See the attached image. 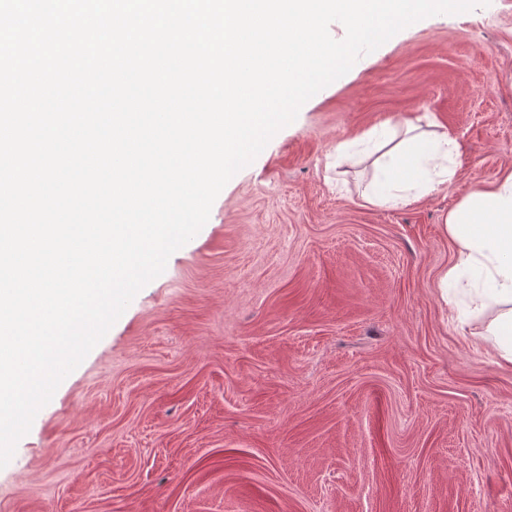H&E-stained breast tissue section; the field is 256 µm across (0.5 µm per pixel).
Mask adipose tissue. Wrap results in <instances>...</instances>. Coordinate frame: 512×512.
<instances>
[{
  "label": "adipose tissue",
  "mask_w": 512,
  "mask_h": 512,
  "mask_svg": "<svg viewBox=\"0 0 512 512\" xmlns=\"http://www.w3.org/2000/svg\"><path fill=\"white\" fill-rule=\"evenodd\" d=\"M455 149L448 134L433 143L415 135L403 151L392 154L390 167L399 179L413 180L430 151L449 154ZM445 230L457 245V255L442 274L440 287L475 283L474 311L498 308L487 332L500 358L512 363V172L465 193L446 217Z\"/></svg>",
  "instance_id": "adipose-tissue-1"
}]
</instances>
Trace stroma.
I'll list each match as a JSON object with an SVG mask.
<instances>
[{"instance_id": "obj_1", "label": "stroma", "mask_w": 512, "mask_h": 512, "mask_svg": "<svg viewBox=\"0 0 512 512\" xmlns=\"http://www.w3.org/2000/svg\"><path fill=\"white\" fill-rule=\"evenodd\" d=\"M408 121L455 137L444 189L368 149ZM510 170L512 0L359 58L40 409L0 512H512V363L438 286L448 212Z\"/></svg>"}]
</instances>
